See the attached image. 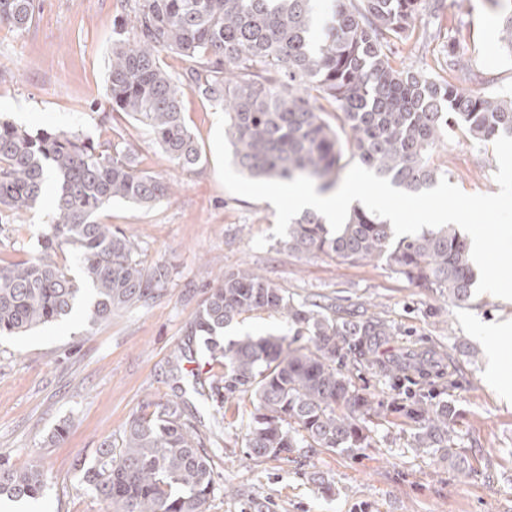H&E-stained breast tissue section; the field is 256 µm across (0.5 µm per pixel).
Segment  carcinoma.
<instances>
[{
  "instance_id": "carcinoma-1",
  "label": "carcinoma",
  "mask_w": 512,
  "mask_h": 512,
  "mask_svg": "<svg viewBox=\"0 0 512 512\" xmlns=\"http://www.w3.org/2000/svg\"><path fill=\"white\" fill-rule=\"evenodd\" d=\"M313 0H134L112 42L107 92L112 111L153 136L164 156L185 171L202 159L183 115L186 90L223 106L233 161L257 179L308 176L325 191L345 153L408 192L446 174L432 157L448 129L482 144L512 137V94L485 96L456 83L464 65L448 55V76L398 67L393 46L413 34L427 5L441 0H336L335 24L317 35ZM34 0H0V27L29 28ZM501 48L512 57V12L501 20ZM191 59L188 83L172 77L160 54ZM54 186V220L41 254L0 267V335H16L68 317L82 301L93 321L145 305L169 280L163 264L143 265L136 240L98 220L114 201L151 208L173 193L164 179L138 169L127 141L85 142L65 130L32 133L0 121V217L39 203ZM281 246L292 254H323L365 265L384 259L410 282L435 288L448 302L467 301L476 278L470 248L453 225L395 238L391 225L355 207L337 232L305 210ZM72 254L80 278L58 257ZM269 311L288 319L294 337L258 336L224 343L237 316ZM209 359L222 367L210 390L230 406L256 400L242 437L250 455L288 460L304 448L327 451L371 446L368 423L380 416L353 385L345 360L371 362L395 335L382 319H339L317 301L295 304L285 291L245 267L215 279L191 324ZM384 370L396 379L426 371L423 358H397ZM414 423L416 447L467 472L450 445L446 404L418 398L399 406ZM86 484L114 512H206L213 493V458L184 401L134 412L122 447L99 450ZM50 482L37 465L18 471L0 460V497L36 499Z\"/></svg>"
}]
</instances>
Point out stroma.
<instances>
[{"mask_svg":"<svg viewBox=\"0 0 512 512\" xmlns=\"http://www.w3.org/2000/svg\"><path fill=\"white\" fill-rule=\"evenodd\" d=\"M511 11L512 0H443L441 11L420 12L413 36L397 46L395 57L438 74L453 52L466 63L464 87L510 92L512 58L502 53L498 30ZM122 14V0H35L28 30L0 28V119L33 133L66 130L94 139L119 127L136 149L139 169L178 186L152 208L118 201L99 215L134 236L145 265L169 268L160 298L113 312L105 322L92 321L80 307L25 335H0V458L19 471L40 466L51 481L43 497L15 504V512H108L86 488L83 468L99 448L120 447L133 411L179 394L191 419L215 413L216 400L193 386L209 382L219 365L200 354L174 377L169 362L187 342L215 274L245 265L262 269L294 301L318 296L339 316L371 312L389 320L397 334L380 347V358L434 352L443 359V373L396 387L378 368L346 365L354 385L387 410L371 426V447L354 453L317 448L288 462L250 456L241 427L254 406L242 397L226 414L223 436L204 438L214 456L207 512H512V400H503L486 371L494 343L502 351L503 376L512 377V335L491 341L484 333L486 326L512 321V301L475 293L452 304L383 260L355 265L280 249L273 205L234 195L219 180L211 146L216 105L191 91L183 98L203 158L192 172L170 163L147 130L114 117L107 76ZM434 163L465 193L499 190L492 144L472 145L451 130ZM52 216L45 198L0 224V261L37 257ZM268 334L289 338L294 331L286 318L264 311L244 314L224 330L228 341ZM416 393L451 406L454 444L472 463L471 472L417 450L412 423L392 411ZM326 482L331 491L323 490ZM230 484L241 495L225 494Z\"/></svg>","mask_w":512,"mask_h":512,"instance_id":"obj_1","label":"stroma"}]
</instances>
